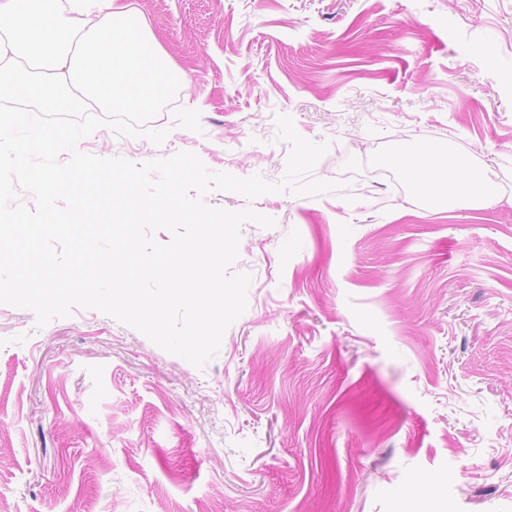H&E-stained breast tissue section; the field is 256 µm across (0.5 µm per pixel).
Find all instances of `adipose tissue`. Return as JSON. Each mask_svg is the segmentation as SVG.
Masks as SVG:
<instances>
[{
  "instance_id": "obj_1",
  "label": "adipose tissue",
  "mask_w": 512,
  "mask_h": 512,
  "mask_svg": "<svg viewBox=\"0 0 512 512\" xmlns=\"http://www.w3.org/2000/svg\"><path fill=\"white\" fill-rule=\"evenodd\" d=\"M28 61L47 72L36 86L21 69ZM148 25L125 0H0V87L24 101L36 89L54 104L141 109L158 79H175ZM389 164L401 169L415 193L444 205L473 197L497 199L495 187L450 150L419 143L393 148Z\"/></svg>"
}]
</instances>
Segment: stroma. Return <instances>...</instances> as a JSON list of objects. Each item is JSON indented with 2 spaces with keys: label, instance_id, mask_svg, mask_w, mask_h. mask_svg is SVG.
<instances>
[{
  "label": "stroma",
  "instance_id": "35a3bbf8",
  "mask_svg": "<svg viewBox=\"0 0 512 512\" xmlns=\"http://www.w3.org/2000/svg\"><path fill=\"white\" fill-rule=\"evenodd\" d=\"M183 75L162 145L279 181L275 115L328 143L316 197L231 192L246 311L203 367L93 309L0 304V512H512V0H130ZM451 147L498 199H418L398 143Z\"/></svg>",
  "mask_w": 512,
  "mask_h": 512
}]
</instances>
